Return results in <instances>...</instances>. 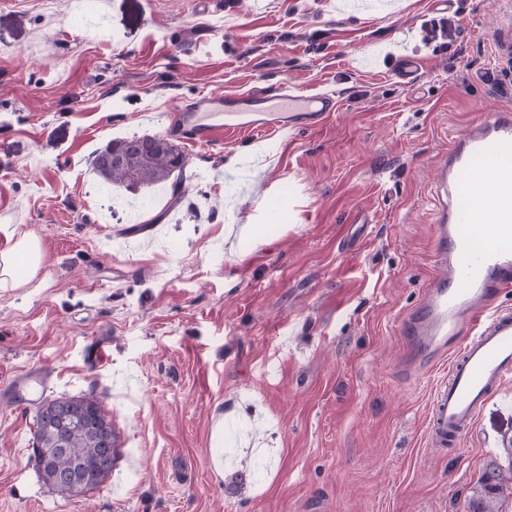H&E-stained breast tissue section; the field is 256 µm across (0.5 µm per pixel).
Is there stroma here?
Listing matches in <instances>:
<instances>
[{"label": "stroma", "mask_w": 512, "mask_h": 512, "mask_svg": "<svg viewBox=\"0 0 512 512\" xmlns=\"http://www.w3.org/2000/svg\"><path fill=\"white\" fill-rule=\"evenodd\" d=\"M440 18L453 32L426 47ZM405 55L423 61L411 84ZM489 74L512 82V0L0 8V230L43 252L34 285L0 288V512H465L512 434V378L458 444L432 447L449 360L409 369L400 324L436 272L438 159L512 109ZM284 86L338 108L292 137L175 138L179 205L93 169L179 105ZM31 368L50 372L48 399L91 394L108 413L120 455L98 489L43 479L37 409L5 398Z\"/></svg>", "instance_id": "35a3bbf8"}]
</instances>
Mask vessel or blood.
<instances>
[{"label":"vessel or blood","mask_w":512,"mask_h":512,"mask_svg":"<svg viewBox=\"0 0 512 512\" xmlns=\"http://www.w3.org/2000/svg\"><path fill=\"white\" fill-rule=\"evenodd\" d=\"M336 109L327 93H214L183 108L180 127L191 144L205 145L226 132H298L321 124ZM433 195L442 271L403 318L401 334L415 365L455 353L428 418L431 446L444 447L461 440L512 376V312L495 304L512 288L511 111L492 113L452 141L437 162ZM49 383V372L31 369L12 380L8 395L32 405Z\"/></svg>","instance_id":"obj_1"}]
</instances>
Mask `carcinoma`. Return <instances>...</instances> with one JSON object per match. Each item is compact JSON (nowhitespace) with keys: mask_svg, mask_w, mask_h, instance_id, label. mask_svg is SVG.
Instances as JSON below:
<instances>
[{"mask_svg":"<svg viewBox=\"0 0 512 512\" xmlns=\"http://www.w3.org/2000/svg\"><path fill=\"white\" fill-rule=\"evenodd\" d=\"M130 143L138 145V150L128 155V167H104V155L115 150L122 152ZM93 166L97 174L111 185H131L129 172L140 173L139 183L153 185L173 180L172 196H177L186 166L185 157L176 146L167 139L154 136L125 138L110 142L99 151ZM36 443L40 451L47 453L57 447V441L45 423H37ZM71 447L81 449L85 462L92 467L96 462V444L93 438L84 432V427L76 426L71 433ZM512 497V436H502V448L488 460L466 498V512H503V503Z\"/></svg>","mask_w":512,"mask_h":512,"instance_id":"carcinoma-1","label":"carcinoma"}]
</instances>
